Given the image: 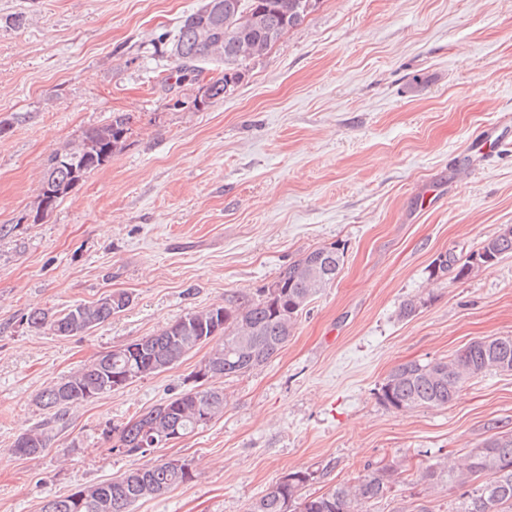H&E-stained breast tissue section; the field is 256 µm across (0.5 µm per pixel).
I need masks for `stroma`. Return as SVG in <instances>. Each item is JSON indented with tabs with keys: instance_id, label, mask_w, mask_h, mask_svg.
Instances as JSON below:
<instances>
[{
	"instance_id": "35a3bbf8",
	"label": "stroma",
	"mask_w": 512,
	"mask_h": 512,
	"mask_svg": "<svg viewBox=\"0 0 512 512\" xmlns=\"http://www.w3.org/2000/svg\"><path fill=\"white\" fill-rule=\"evenodd\" d=\"M202 4L0 0V512H41L168 459L188 460L192 480L132 512H247L290 471L313 472L304 492L319 495L394 459L403 472L368 512H455L458 489L427 495L417 471L512 433V373L406 412L378 391L403 362L512 336V255L429 276L439 254H470L512 225V146L448 184L475 134L512 118V0H318L197 107V84L151 42ZM115 112L134 116L124 149L32 222L49 157ZM336 241V280L276 357L219 380L224 413L204 428L145 457L112 450L132 416L191 386L202 347L70 406L39 458L11 453L45 417L36 398L50 383ZM111 292L128 306L84 334L22 320ZM408 299L422 306L403 319Z\"/></svg>"
}]
</instances>
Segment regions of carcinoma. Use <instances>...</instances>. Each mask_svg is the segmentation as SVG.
Wrapping results in <instances>:
<instances>
[{"instance_id":"obj_1","label":"carcinoma","mask_w":512,"mask_h":512,"mask_svg":"<svg viewBox=\"0 0 512 512\" xmlns=\"http://www.w3.org/2000/svg\"><path fill=\"white\" fill-rule=\"evenodd\" d=\"M218 20L219 33L208 43L197 40L196 29L212 20L203 9L187 15L175 32L161 33L153 42V55H166L180 62L182 77L200 82L201 95L194 106L208 105L224 97L238 84L244 63L264 56L289 29L299 25L314 10L318 0H224ZM201 60L215 61L221 69L207 78L197 66ZM132 116L114 113L105 124L90 127L77 144L54 152L44 172L41 194L33 221L54 209L73 190V183L99 169L125 144ZM512 254V237L494 235L482 246L457 259L452 253L438 255L429 276L439 279L448 270L464 277ZM345 244L336 241L314 249L279 271L272 285L228 300L222 306L188 312L159 333L135 339L99 356L62 381L47 386L38 396L39 405L51 412L46 421L22 432L29 447L25 457L37 458L51 440L49 424L63 419L70 405L89 393L102 395L115 389L117 381L136 379L166 371L188 353L211 345L204 360L211 375L201 380L192 372L194 385L121 428L110 451L123 449L127 456H145L151 448L149 430L178 427L185 437L207 426L202 417L214 419L224 412V391L210 380L244 375L276 356L288 342L299 312L330 285L344 264ZM128 295L113 293L91 303L52 312L34 310L24 316L35 330L56 336L86 333L122 311ZM512 372V336L472 341L466 357L454 354L429 362L409 360L397 366L382 383L378 398L389 409L409 411L419 407H441L453 402L473 375L494 371ZM401 464H380L355 483H340L319 496L305 495L312 480L307 471H294L269 487L248 512H362L386 498ZM193 478L190 464L181 459L133 468L107 484L81 485L64 497L48 501L42 512H129V506L160 496ZM418 480L432 489L448 484L462 490L457 512H512V433L493 434L476 443L468 455L451 463L439 462L419 472Z\"/></svg>"}]
</instances>
